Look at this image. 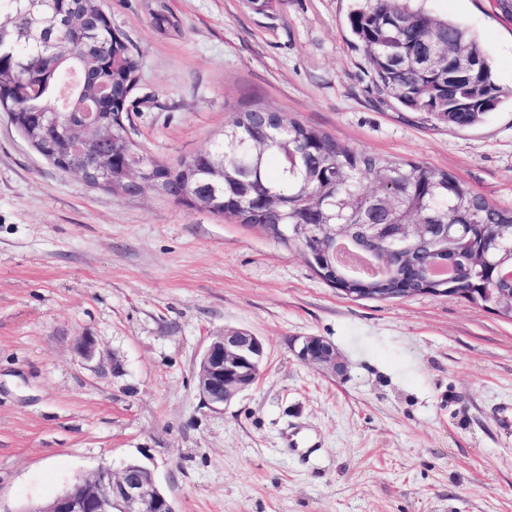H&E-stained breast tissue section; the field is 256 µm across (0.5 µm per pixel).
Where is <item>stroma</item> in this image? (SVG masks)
Listing matches in <instances>:
<instances>
[{
	"instance_id": "obj_1",
	"label": "stroma",
	"mask_w": 512,
	"mask_h": 512,
	"mask_svg": "<svg viewBox=\"0 0 512 512\" xmlns=\"http://www.w3.org/2000/svg\"><path fill=\"white\" fill-rule=\"evenodd\" d=\"M100 4L141 63L132 137L161 163L266 104L512 207V107L458 130L397 106L353 47L350 0ZM431 7L512 89L501 0ZM159 8L178 30L156 31ZM227 329L260 336L266 364L213 409L196 364ZM307 336L344 376L299 359ZM128 460L176 512H512V320L452 295H344L257 227L59 170L0 112V512Z\"/></svg>"
}]
</instances>
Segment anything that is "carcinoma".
I'll return each instance as SVG.
<instances>
[{
    "instance_id": "carcinoma-1",
    "label": "carcinoma",
    "mask_w": 512,
    "mask_h": 512,
    "mask_svg": "<svg viewBox=\"0 0 512 512\" xmlns=\"http://www.w3.org/2000/svg\"><path fill=\"white\" fill-rule=\"evenodd\" d=\"M429 0H355L348 25L373 71L374 84L403 108L422 112L456 129L472 128L498 109L507 97L497 84L493 64L477 36L462 22L439 16ZM90 16L99 13L97 0H43L37 8L30 0H0V107L12 106L20 117L39 125L30 102L14 95L13 86L29 73H38L44 99L52 103L69 67L86 60L103 77L123 79L138 73L140 63L127 43L112 38L98 26L91 52L74 41L68 18L74 8ZM464 58L477 70L451 68L448 59ZM95 84L71 90L65 104L67 118L83 112L99 98ZM104 121L112 126V142L92 158L107 171L132 154H143L131 138V124L112 120V107L102 106ZM267 132L262 151L252 149ZM35 149L43 156L62 153L58 136L38 133ZM209 152L224 161V181L206 175V162L198 154L174 167L146 159L157 189L166 193L189 184L214 200L213 211L230 213L241 224L258 227L267 237L313 254L317 274L329 285L356 295L399 299L418 295L425 288L440 293L468 294L467 300L495 310L496 288L512 286L497 278L498 266H512V209L503 208L473 192L466 183L426 164L405 163L360 151L335 136L302 123L288 112L256 104L231 113L220 138ZM281 199L279 211L268 213L256 203V191ZM322 195L321 224H342L351 246H365L363 224H457L462 232L447 239L431 235L398 242L407 258L395 264L383 280L358 279L333 266L323 255V242L311 232L302 238L286 233L299 223L312 199ZM448 253L465 268L461 280L437 285L425 281V267Z\"/></svg>"
}]
</instances>
